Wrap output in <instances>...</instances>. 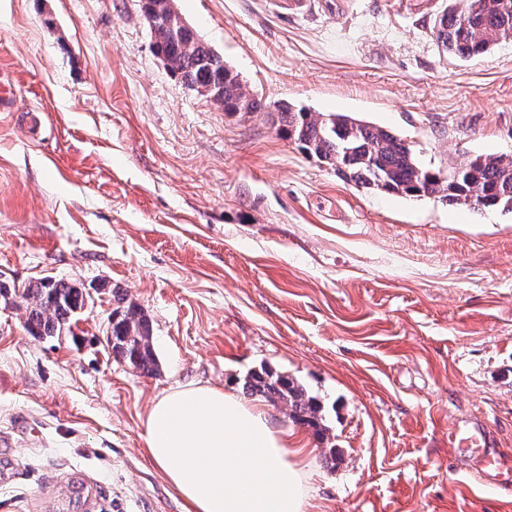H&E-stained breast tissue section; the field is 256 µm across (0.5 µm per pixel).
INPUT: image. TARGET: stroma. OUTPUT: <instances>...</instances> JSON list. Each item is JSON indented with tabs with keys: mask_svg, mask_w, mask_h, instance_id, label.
<instances>
[{
	"mask_svg": "<svg viewBox=\"0 0 512 512\" xmlns=\"http://www.w3.org/2000/svg\"><path fill=\"white\" fill-rule=\"evenodd\" d=\"M263 101L394 131L427 168L512 157V40L461 59L436 13L467 0H176ZM0 279L82 288L70 331L0 304V512H184L151 461L163 394L255 397L268 367L316 397L305 512H512L458 453L512 455V212L361 188L174 77L139 0H0ZM140 306L158 358H115ZM112 353L143 374L158 370V361L152 344V328L143 310L136 304L116 308L110 322Z\"/></svg>",
	"mask_w": 512,
	"mask_h": 512,
	"instance_id": "35a3bbf8",
	"label": "stroma"
}]
</instances>
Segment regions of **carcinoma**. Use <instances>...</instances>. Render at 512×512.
<instances>
[{
    "mask_svg": "<svg viewBox=\"0 0 512 512\" xmlns=\"http://www.w3.org/2000/svg\"><path fill=\"white\" fill-rule=\"evenodd\" d=\"M479 2L469 0L464 11L445 8L436 15L433 33L449 54L480 55L512 39V0H495L486 9L476 8ZM150 29L155 53L165 58L169 71L189 89L220 87L217 103L228 113L273 112L279 133L337 177L385 193L434 196L450 204L512 211V157L477 155L444 175L422 166L412 148L390 130L341 114L263 102L190 27L173 29L161 15ZM84 302L83 290L75 285L63 280L35 281L24 287L22 299L27 329L34 336H58ZM110 333L117 359L147 375L158 370L152 328L138 305L116 308ZM244 388L268 402L286 405L293 422L313 428L320 436L328 432L321 404L288 376L264 367L246 377Z\"/></svg>",
    "mask_w": 512,
    "mask_h": 512,
    "instance_id": "carcinoma-1",
    "label": "carcinoma"
}]
</instances>
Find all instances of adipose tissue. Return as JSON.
<instances>
[{"instance_id": "adipose-tissue-1", "label": "adipose tissue", "mask_w": 512, "mask_h": 512, "mask_svg": "<svg viewBox=\"0 0 512 512\" xmlns=\"http://www.w3.org/2000/svg\"><path fill=\"white\" fill-rule=\"evenodd\" d=\"M145 429L151 460L187 512H305L308 439L233 392L169 391L152 405Z\"/></svg>"}]
</instances>
